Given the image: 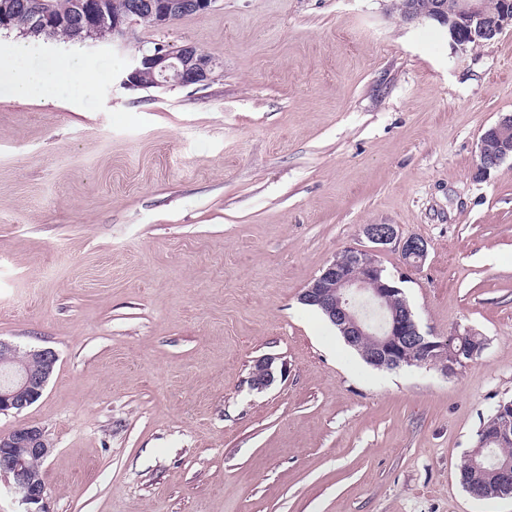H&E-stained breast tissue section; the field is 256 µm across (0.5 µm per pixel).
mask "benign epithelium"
Returning a JSON list of instances; mask_svg holds the SVG:
<instances>
[{
    "mask_svg": "<svg viewBox=\"0 0 512 512\" xmlns=\"http://www.w3.org/2000/svg\"><path fill=\"white\" fill-rule=\"evenodd\" d=\"M215 0H126L123 10L134 15L147 12L154 23L166 27L188 15L211 9ZM102 0H84L73 29L95 26L102 11ZM407 23L438 22L447 27L448 42L455 50H464L490 32L502 33L512 25V3L504 2L500 14H488L487 0H393ZM4 23L25 27L45 25L50 11L45 0H34L3 17ZM218 62L191 43L175 50L164 45L135 58L123 83L144 87L148 77L156 86H207L214 80ZM512 114L488 127L478 143L474 178L482 180L491 170L512 158ZM362 233L372 244L367 250L345 249L321 269L301 295V302L321 310L346 343L361 353L371 366L379 369L432 367L443 375L455 374L467 360L480 353L477 337L453 334L428 336L421 332L415 316L395 279L384 275L378 256L391 244L397 245L403 265L420 268L428 255V244L421 238L398 236L393 224H366ZM415 351L414 356L407 350ZM56 351L49 347L20 352L0 339V414L17 413L36 402L55 371ZM276 358L267 356L253 364L250 385L261 390L275 381ZM512 442V400L500 402L491 425L483 431L468 456L476 471L484 469L490 447ZM53 445L44 431L34 425H22L0 436V480L20 496L25 512H44L45 484L30 463L45 460ZM500 496L512 497V466L498 470Z\"/></svg>",
    "mask_w": 512,
    "mask_h": 512,
    "instance_id": "benign-epithelium-1",
    "label": "benign epithelium"
}]
</instances>
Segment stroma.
Instances as JSON below:
<instances>
[{"mask_svg": "<svg viewBox=\"0 0 512 512\" xmlns=\"http://www.w3.org/2000/svg\"><path fill=\"white\" fill-rule=\"evenodd\" d=\"M186 42L208 86H123ZM78 47L81 106L0 90V339L58 354L0 435L52 443L47 512H512L458 479L512 399V159L474 177L512 26L456 51L390 0H216ZM366 224L427 241L401 288L424 333L482 339L456 374L376 369L300 302ZM275 363L276 358L272 356L256 360L251 370L250 385L257 390H261L272 385L277 373V366Z\"/></svg>", "mask_w": 512, "mask_h": 512, "instance_id": "1", "label": "stroma"}]
</instances>
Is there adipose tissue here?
Here are the masks:
<instances>
[{
	"label": "adipose tissue",
	"mask_w": 512,
	"mask_h": 512,
	"mask_svg": "<svg viewBox=\"0 0 512 512\" xmlns=\"http://www.w3.org/2000/svg\"><path fill=\"white\" fill-rule=\"evenodd\" d=\"M26 42L12 43L6 56L0 57V88H6L19 100L65 97L78 104L95 79L80 52L54 57L42 64L28 65Z\"/></svg>",
	"instance_id": "ef3b65f1"
}]
</instances>
